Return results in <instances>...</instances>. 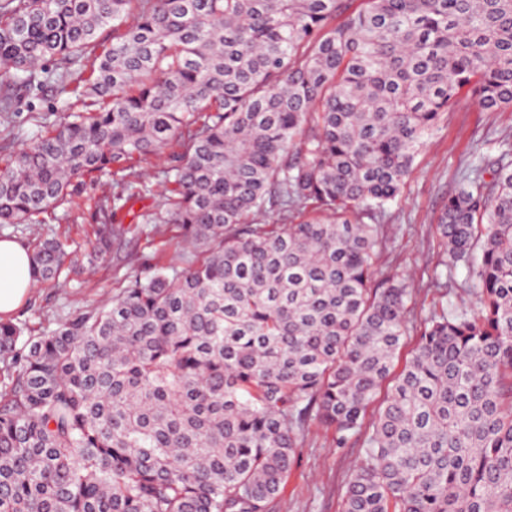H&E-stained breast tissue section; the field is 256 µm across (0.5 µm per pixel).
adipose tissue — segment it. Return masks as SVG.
Listing matches in <instances>:
<instances>
[{
  "label": "adipose tissue",
  "mask_w": 512,
  "mask_h": 512,
  "mask_svg": "<svg viewBox=\"0 0 512 512\" xmlns=\"http://www.w3.org/2000/svg\"><path fill=\"white\" fill-rule=\"evenodd\" d=\"M35 283L27 249L9 238H0V315L16 310Z\"/></svg>",
  "instance_id": "ef3b65f1"
}]
</instances>
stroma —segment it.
<instances>
[{"mask_svg":"<svg viewBox=\"0 0 512 512\" xmlns=\"http://www.w3.org/2000/svg\"><path fill=\"white\" fill-rule=\"evenodd\" d=\"M76 97L47 83L33 94L22 96L10 133H0V157L29 143L38 133V115L60 121ZM512 143V109L490 112L469 92H462L438 131L415 160L400 196L390 202L381 219L390 232L385 247L374 260L373 280L403 275L411 290V320L428 316L438 306L433 285L445 247L437 231L439 211L450 192L457 189L464 168L484 154H497L500 142ZM111 178L78 183L74 205H61L45 223L13 231L0 226V238L13 236L27 244L41 236H58L67 245L71 260L58 279L37 283L25 303L11 314L12 322L25 325L31 335L55 329L76 313L110 299L129 278L147 277L155 268L170 264L188 267L199 253L186 248L172 224L146 222L127 225L122 238L110 242L95 264L86 254L96 243L97 219L89 204L114 193ZM359 460L354 447H337L333 431L312 425L281 497L269 512H341L347 482Z\"/></svg>","mask_w":512,"mask_h":512,"instance_id":"1","label":"stroma"}]
</instances>
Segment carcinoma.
I'll list each match as a JSON object with an SVG mask.
<instances>
[{
    "instance_id": "obj_1",
    "label": "carcinoma",
    "mask_w": 512,
    "mask_h": 512,
    "mask_svg": "<svg viewBox=\"0 0 512 512\" xmlns=\"http://www.w3.org/2000/svg\"><path fill=\"white\" fill-rule=\"evenodd\" d=\"M77 67L64 121L0 166V224L178 145L145 217L204 257L42 336L0 320V512H267L313 424L360 444L342 512H512V150L437 217L471 308L438 281L412 327L404 279L371 285L375 220L459 94L512 109V0H0L1 128ZM128 202H95L98 243ZM29 252L38 281L69 259ZM452 273L453 283L448 290V310L455 307H470L475 300V295L470 290L473 287L467 268L458 264L452 269Z\"/></svg>"
}]
</instances>
